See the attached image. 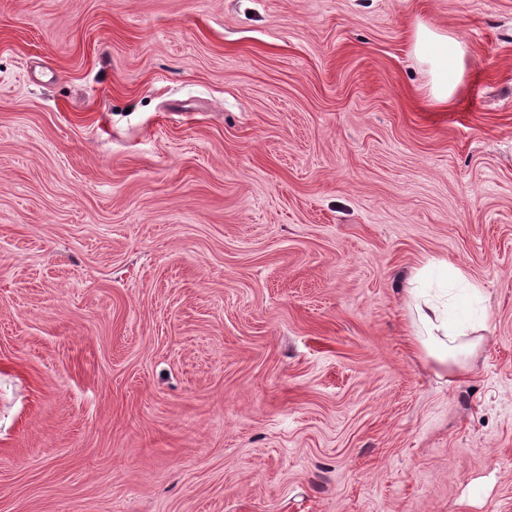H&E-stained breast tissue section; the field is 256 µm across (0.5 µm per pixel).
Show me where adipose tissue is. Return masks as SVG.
<instances>
[{"label":"adipose tissue","instance_id":"obj_1","mask_svg":"<svg viewBox=\"0 0 512 512\" xmlns=\"http://www.w3.org/2000/svg\"><path fill=\"white\" fill-rule=\"evenodd\" d=\"M412 51L425 68L427 79L422 89L426 98L436 106L448 105L464 70L463 44L448 34L420 25L413 33ZM431 269V264H424L412 277L405 302L406 318L415 346L424 359L432 361L442 372H462L481 339L475 336L473 327L454 314L447 289L432 287Z\"/></svg>","mask_w":512,"mask_h":512}]
</instances>
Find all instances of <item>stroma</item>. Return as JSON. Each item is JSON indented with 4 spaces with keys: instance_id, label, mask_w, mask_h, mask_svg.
<instances>
[{
    "instance_id": "35a3bbf8",
    "label": "stroma",
    "mask_w": 512,
    "mask_h": 512,
    "mask_svg": "<svg viewBox=\"0 0 512 512\" xmlns=\"http://www.w3.org/2000/svg\"><path fill=\"white\" fill-rule=\"evenodd\" d=\"M0 512H512V0H0ZM412 51L426 69L427 79L421 86L426 98L432 105L447 106L464 70L463 44L447 33L417 25ZM436 266L428 261L411 278L414 287L407 288L405 314L422 357L443 373L462 372L480 347L482 337H471L476 329L454 314L453 303L448 304V288H429V274Z\"/></svg>"
}]
</instances>
